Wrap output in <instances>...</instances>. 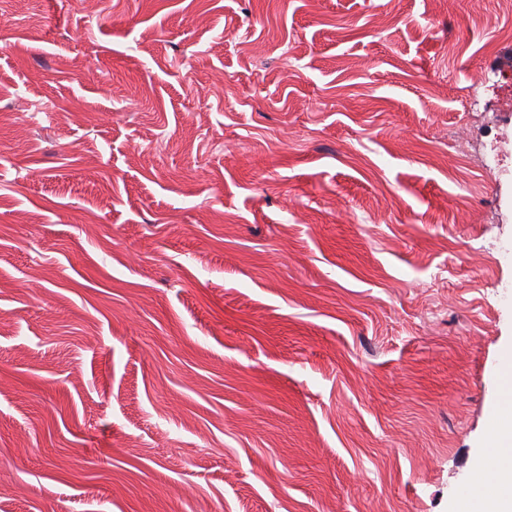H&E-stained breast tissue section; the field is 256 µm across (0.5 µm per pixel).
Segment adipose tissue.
Segmentation results:
<instances>
[{
    "label": "adipose tissue",
    "mask_w": 512,
    "mask_h": 512,
    "mask_svg": "<svg viewBox=\"0 0 512 512\" xmlns=\"http://www.w3.org/2000/svg\"><path fill=\"white\" fill-rule=\"evenodd\" d=\"M488 477L481 497H458L455 512H512V396L503 395L493 409L478 464Z\"/></svg>",
    "instance_id": "ef3b65f1"
}]
</instances>
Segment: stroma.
Wrapping results in <instances>:
<instances>
[{
  "label": "stroma",
  "mask_w": 512,
  "mask_h": 512,
  "mask_svg": "<svg viewBox=\"0 0 512 512\" xmlns=\"http://www.w3.org/2000/svg\"><path fill=\"white\" fill-rule=\"evenodd\" d=\"M509 29L512 0H0V512L479 496Z\"/></svg>",
  "instance_id": "stroma-1"
}]
</instances>
